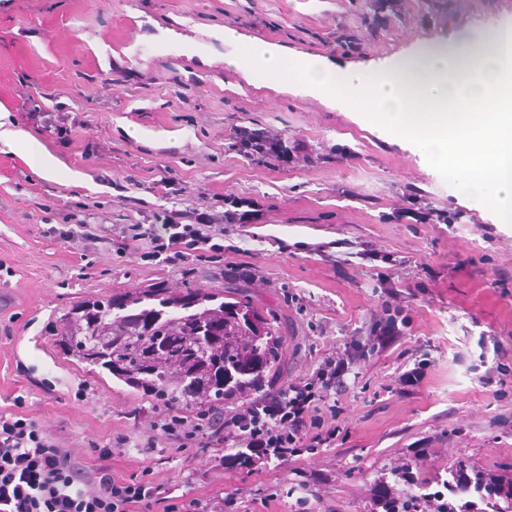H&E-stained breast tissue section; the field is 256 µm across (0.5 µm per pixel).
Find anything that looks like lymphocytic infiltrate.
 <instances>
[{
	"label": "lymphocytic infiltrate",
	"instance_id": "f902f5d3",
	"mask_svg": "<svg viewBox=\"0 0 512 512\" xmlns=\"http://www.w3.org/2000/svg\"><path fill=\"white\" fill-rule=\"evenodd\" d=\"M252 216L249 210L218 216L205 207L161 208L143 222L117 227L118 253L126 255L145 241L152 260L172 265L200 249L220 255L225 225ZM408 323L402 307L383 303L366 340H352L340 354L324 357L308 377L268 387L230 412L189 417L165 409L150 420L147 443L152 446L165 438L181 449L224 443L233 448L224 457L225 469L247 471L328 447L336 430L325 418L338 413L335 398L348 390L357 362L378 352ZM14 405V412L0 414V512H148L159 502L161 491L147 476L114 477L113 445L97 447L95 465L85 467L25 412L24 397H15ZM464 492L456 484L445 492L395 498L382 488L377 505L382 512H446V496Z\"/></svg>",
	"mask_w": 512,
	"mask_h": 512
}]
</instances>
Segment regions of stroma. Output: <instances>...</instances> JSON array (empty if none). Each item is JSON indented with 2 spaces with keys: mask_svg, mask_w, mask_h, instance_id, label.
<instances>
[{
  "mask_svg": "<svg viewBox=\"0 0 512 512\" xmlns=\"http://www.w3.org/2000/svg\"><path fill=\"white\" fill-rule=\"evenodd\" d=\"M375 0H0V106L54 157L55 178L35 174L24 147H0V413L25 410L84 464L92 442L124 435L112 469L150 470L174 496L227 512H377L375 491L412 467L438 490L451 466L512 481V222L445 178L427 148L386 139L360 113L258 84L222 63L223 33L279 43L338 67H363L436 39L471 40L512 22V0H398L373 26ZM362 52L336 47L339 34ZM49 106L33 123L23 101ZM262 129L294 162L256 161L239 128ZM182 203L223 214L226 199L257 202L252 224L224 227V257L170 266L109 240L64 242L47 230L97 202L105 225L135 223L163 206L160 179ZM458 213L457 224H419L407 202ZM259 283L229 281L228 265ZM410 323L360 360L340 396L339 432L318 454L260 468H220L217 445L146 447L154 405L111 378H90L60 352L52 324L75 303L155 284L179 292L230 291L277 317L284 340L276 385L296 382L322 357L366 339L386 298ZM427 360L421 381L400 375Z\"/></svg>",
  "mask_w": 512,
  "mask_h": 512,
  "instance_id": "obj_1",
  "label": "stroma"
}]
</instances>
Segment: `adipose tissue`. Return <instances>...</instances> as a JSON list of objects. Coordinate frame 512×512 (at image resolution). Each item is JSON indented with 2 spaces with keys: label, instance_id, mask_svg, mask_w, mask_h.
<instances>
[{
  "label": "adipose tissue",
  "instance_id": "ef3b65f1",
  "mask_svg": "<svg viewBox=\"0 0 512 512\" xmlns=\"http://www.w3.org/2000/svg\"><path fill=\"white\" fill-rule=\"evenodd\" d=\"M224 64L259 83L354 105L384 136L431 143L430 159L449 180L512 222V23L487 43L439 39L364 70H339L320 58L224 31ZM26 145L34 168L53 178L57 163L0 107V145Z\"/></svg>",
  "mask_w": 512,
  "mask_h": 512
}]
</instances>
